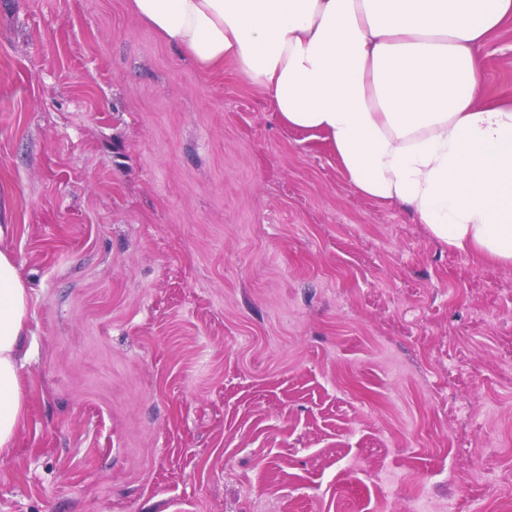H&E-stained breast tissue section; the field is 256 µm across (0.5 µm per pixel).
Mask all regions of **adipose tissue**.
Returning a JSON list of instances; mask_svg holds the SVG:
<instances>
[{"mask_svg": "<svg viewBox=\"0 0 512 512\" xmlns=\"http://www.w3.org/2000/svg\"><path fill=\"white\" fill-rule=\"evenodd\" d=\"M202 71L231 66L280 122L321 133L349 184L458 253L512 266V100L481 99L512 0H131ZM30 288L0 251V450L25 414Z\"/></svg>", "mask_w": 512, "mask_h": 512, "instance_id": "adipose-tissue-1", "label": "adipose tissue"}]
</instances>
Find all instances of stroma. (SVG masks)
I'll return each instance as SVG.
<instances>
[{
    "label": "stroma",
    "mask_w": 512,
    "mask_h": 512,
    "mask_svg": "<svg viewBox=\"0 0 512 512\" xmlns=\"http://www.w3.org/2000/svg\"><path fill=\"white\" fill-rule=\"evenodd\" d=\"M483 59L512 97V20ZM0 225L31 288L0 512H512V267L130 0H0Z\"/></svg>",
    "instance_id": "1"
}]
</instances>
